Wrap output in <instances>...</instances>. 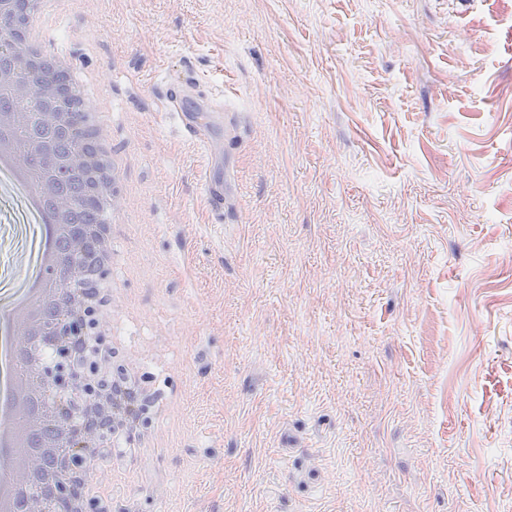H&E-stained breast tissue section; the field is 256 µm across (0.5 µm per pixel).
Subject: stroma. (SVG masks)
I'll use <instances>...</instances> for the list:
<instances>
[{
  "mask_svg": "<svg viewBox=\"0 0 512 512\" xmlns=\"http://www.w3.org/2000/svg\"><path fill=\"white\" fill-rule=\"evenodd\" d=\"M127 157L116 328L152 375L114 512H512V11L36 0ZM188 66L216 154L166 100ZM224 181V221L205 190ZM0 186V290L27 259Z\"/></svg>",
  "mask_w": 512,
  "mask_h": 512,
  "instance_id": "35a3bbf8",
  "label": "stroma"
}]
</instances>
